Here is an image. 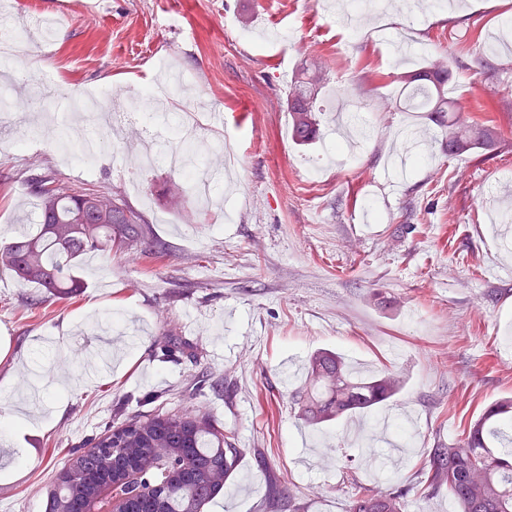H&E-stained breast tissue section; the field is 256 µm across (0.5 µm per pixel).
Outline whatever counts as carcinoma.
<instances>
[{
	"label": "carcinoma",
	"instance_id": "obj_1",
	"mask_svg": "<svg viewBox=\"0 0 512 512\" xmlns=\"http://www.w3.org/2000/svg\"><path fill=\"white\" fill-rule=\"evenodd\" d=\"M449 77V69L425 64L397 80L415 109L435 113L448 126V155L494 145L499 128L491 120L461 115L463 108L448 97ZM324 81L322 70L306 71L288 93L292 136L302 144L320 137L314 101ZM30 182L39 200L36 229L0 246V266L14 272L21 285L37 286L49 297H72L83 287L78 271L89 254L162 256L142 214L122 199L76 191L48 175ZM187 183L184 173L170 182L173 206L185 201ZM304 373L306 383L292 399L298 419L316 429L376 409L403 385L395 371L358 375L342 354L327 349L308 358ZM239 453L233 433L208 414L157 408L127 416L118 410L113 424L64 457L47 512L101 508L114 496L138 512H203L223 490ZM131 459L137 475L126 479ZM424 486L448 488L461 512H512V399L494 401L460 438L432 449ZM349 512H404L403 494L362 488L353 494Z\"/></svg>",
	"mask_w": 512,
	"mask_h": 512
}]
</instances>
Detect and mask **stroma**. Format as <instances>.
Masks as SVG:
<instances>
[{
    "instance_id": "stroma-1",
    "label": "stroma",
    "mask_w": 512,
    "mask_h": 512,
    "mask_svg": "<svg viewBox=\"0 0 512 512\" xmlns=\"http://www.w3.org/2000/svg\"><path fill=\"white\" fill-rule=\"evenodd\" d=\"M335 2L0 0L7 31L56 22L51 42L31 40L16 98H34L43 73L62 100L132 91L165 79L163 59L196 78L154 117L163 151L181 147L167 128L182 112L224 113L203 132L201 166L224 201L213 208L191 194L171 209L176 169L132 174L126 137L102 138L86 172L61 162L41 112L0 134L38 143L0 154V244L35 224L29 178L42 174L125 198L165 249L156 261L88 257L84 290L45 302L0 267V512H46L62 458L111 424L123 394L131 415L158 395L235 431L234 472L204 512H261L274 489L299 512H348L357 482L403 492L405 512H459L447 491H424L422 469L436 443L512 397V278L486 272L512 262V242L483 205L512 180V53L484 50L512 0H398L362 17L352 43ZM282 29L288 41L266 47ZM431 56L452 69L449 97L498 125L494 149L448 155L447 127L406 110L397 77ZM312 67L326 75L322 136L299 146L288 92ZM165 335L183 342L177 357H159ZM321 349L366 374L398 370L399 395L358 421L304 427L287 367ZM358 422L374 456L351 455Z\"/></svg>"
}]
</instances>
